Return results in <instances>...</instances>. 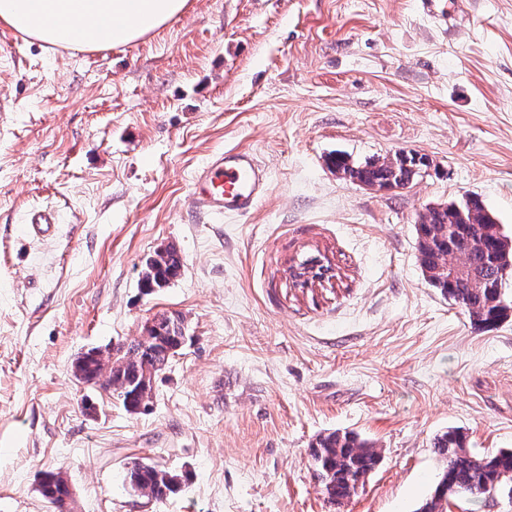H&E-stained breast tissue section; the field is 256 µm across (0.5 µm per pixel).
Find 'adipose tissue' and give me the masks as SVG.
Masks as SVG:
<instances>
[{
    "label": "adipose tissue",
    "instance_id": "1",
    "mask_svg": "<svg viewBox=\"0 0 512 512\" xmlns=\"http://www.w3.org/2000/svg\"><path fill=\"white\" fill-rule=\"evenodd\" d=\"M187 5L188 0H0V24L46 44L98 49L156 32Z\"/></svg>",
    "mask_w": 512,
    "mask_h": 512
}]
</instances>
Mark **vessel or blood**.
<instances>
[{"label": "vessel or blood", "instance_id": "b4317fda", "mask_svg": "<svg viewBox=\"0 0 512 512\" xmlns=\"http://www.w3.org/2000/svg\"><path fill=\"white\" fill-rule=\"evenodd\" d=\"M269 172L249 150L232 148L213 155L192 179L191 195L211 214L250 213L268 188ZM57 224L54 211L30 213L28 230L48 235Z\"/></svg>", "mask_w": 512, "mask_h": 512}]
</instances>
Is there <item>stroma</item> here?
Instances as JSON below:
<instances>
[{
    "instance_id": "obj_1",
    "label": "stroma",
    "mask_w": 512,
    "mask_h": 512,
    "mask_svg": "<svg viewBox=\"0 0 512 512\" xmlns=\"http://www.w3.org/2000/svg\"><path fill=\"white\" fill-rule=\"evenodd\" d=\"M190 0L137 42L51 48L0 25V512H418L431 446L512 448V316L476 330L424 277L426 206L481 197L512 237V0ZM245 148L270 183L236 217L191 206L212 155ZM415 151L411 187L372 192L329 164ZM58 230L24 232L31 210ZM166 287L140 285L162 248ZM326 253L340 278L291 287ZM184 317L186 341L127 412L71 368ZM351 432L382 455L331 506L309 445ZM179 475L155 501L127 473ZM182 267V258L176 249L157 251L146 261L141 271V283L147 289L163 288L180 274ZM41 495L57 512H67V499L72 494L67 481L61 477L59 472H45L40 482Z\"/></svg>"
}]
</instances>
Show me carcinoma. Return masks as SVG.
Returning <instances> with one entry per match:
<instances>
[{"instance_id":"cac0c4a2","label":"carcinoma","mask_w":512,"mask_h":512,"mask_svg":"<svg viewBox=\"0 0 512 512\" xmlns=\"http://www.w3.org/2000/svg\"><path fill=\"white\" fill-rule=\"evenodd\" d=\"M337 171L352 182L380 187L394 183L409 187L429 167L426 157L404 152L393 162L370 159L356 162L338 153L331 158ZM418 260L428 282L462 307L479 329L495 326L512 310L506 282L512 277V250L503 254L505 240L492 215L477 196L468 195L440 209H426L417 224ZM183 267L176 249L150 257L142 271L141 283L147 289L163 288ZM184 319L178 314L162 317L160 331L123 347V353L105 362L87 363L88 379L107 376L112 396L134 413L148 406L153 384L145 381V371L162 372L182 347ZM441 463V478L457 489V495L479 498L494 491L512 496V449L482 456L465 446L459 431L450 429L432 443ZM310 467L327 501L341 504L351 496L355 483L372 474L381 463V453L353 433L331 432L319 436L309 449ZM178 475L150 465H136L129 472L131 488L147 497L162 499L174 490ZM40 493L55 512H67L70 498L67 481L58 472H46Z\"/></svg>"}]
</instances>
